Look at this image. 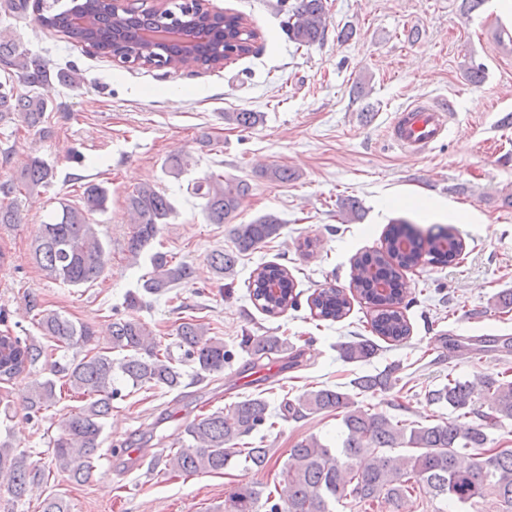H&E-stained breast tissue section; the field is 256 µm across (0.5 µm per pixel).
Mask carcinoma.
Instances as JSON below:
<instances>
[{
  "label": "carcinoma",
  "mask_w": 512,
  "mask_h": 512,
  "mask_svg": "<svg viewBox=\"0 0 512 512\" xmlns=\"http://www.w3.org/2000/svg\"><path fill=\"white\" fill-rule=\"evenodd\" d=\"M200 6L189 0H171V7L157 15H115L102 0H66L58 12L44 16L43 24L78 39L102 55L126 61L137 54L142 64L162 58L169 66L178 64L181 47L177 44H146L133 39L138 29L180 24L193 28L205 24ZM325 0H296L288 17V39L299 46H311L324 40L327 29ZM211 36L196 49L199 65H218L229 46L237 54L251 52L253 30L240 33L241 18L228 15L224 21L209 23ZM0 122L14 115L29 129L38 127L48 103L38 95H20L18 80L30 88L48 81L51 70L39 57L19 50L11 39L0 37ZM67 86H77L75 73L56 72ZM224 119L251 128L260 121L256 112H227ZM54 170L39 157H32L19 170L15 181L0 186L11 194L17 189L33 192L47 188ZM205 200V212L211 224H230L234 249L211 255V267L220 276L232 274L239 256L258 249L276 238L282 228L274 214H265L249 224H232L239 200L249 191L243 181L211 175L195 188ZM106 188L90 184L82 193V205L62 200L50 221L39 225L33 241V259L48 279L70 286H81L100 279L108 265V253L89 215L102 211ZM133 222L129 252L137 256L158 235L173 212L169 199L150 184L139 187L128 199ZM462 247L453 227H440L422 237L403 227L385 239V250L362 255L354 262V289L372 306L370 330L383 340L400 342L410 335V326L401 305L405 288L400 270L418 265L423 254L450 264ZM153 271L141 287L127 295L129 309L152 305L175 282L193 280L194 271L186 262H174L164 253L152 256ZM250 295L264 313L278 315L296 305L295 283L288 271L276 264L256 270L250 283ZM26 307L40 331L55 339L57 347L95 344L93 330L77 324L60 313L42 308L34 296H27ZM310 308L322 320L337 321L350 308L346 294L338 288H323L311 295ZM110 346L93 355L64 364L54 362L50 376L34 383L27 398L28 418L57 402L56 387L61 385L81 396L84 404L69 412L52 442V462L57 472L80 484L90 475L94 457L102 444L106 419L112 413V401L121 396L115 385L121 374L133 387L175 390L182 385L180 366L195 364L204 373L224 370L229 351L224 341L209 335V328L193 318L183 320L176 329L181 357H170L169 348L140 320L120 317L112 321ZM243 344L251 355L261 359L283 350L277 336H246ZM378 345L370 339L352 340L339 345L340 357L349 363L367 362ZM123 354L114 359L111 353ZM44 350L18 336H0V380L8 381L34 366ZM392 371L360 376L352 387L361 396L387 390ZM434 403H445L454 419L439 423H417L409 428L393 422L387 415L369 412L358 405L355 396L340 389L323 387L310 390L281 404L284 418L300 420L311 414L334 412L342 425L341 441L331 448L315 436L306 437L289 449L280 472V492H268L267 512H333V505L350 497L369 508L380 496L399 504L409 496L424 492L448 505L468 508L475 499L492 496L497 512H512V448H489L487 430L512 421V379L504 371L497 378L484 377L480 383L450 379L440 389L429 392ZM269 405L260 397L235 402L228 411L218 409L200 414L184 428L189 443L169 449L165 465L179 476L220 474L237 456L253 469L268 463V450L248 445L245 438L269 419ZM407 448L403 457L395 450ZM0 474L7 476L8 492L20 500L45 478V467L30 456L0 444ZM262 492L251 486L240 488L229 499V512H254Z\"/></svg>",
  "instance_id": "carcinoma-1"
}]
</instances>
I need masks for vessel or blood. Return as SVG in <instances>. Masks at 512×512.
<instances>
[{
	"instance_id": "obj_1",
	"label": "vessel or blood",
	"mask_w": 512,
	"mask_h": 512,
	"mask_svg": "<svg viewBox=\"0 0 512 512\" xmlns=\"http://www.w3.org/2000/svg\"><path fill=\"white\" fill-rule=\"evenodd\" d=\"M454 117L452 107L444 103L416 101L394 113L387 127V136L400 151L424 155L444 137Z\"/></svg>"
}]
</instances>
